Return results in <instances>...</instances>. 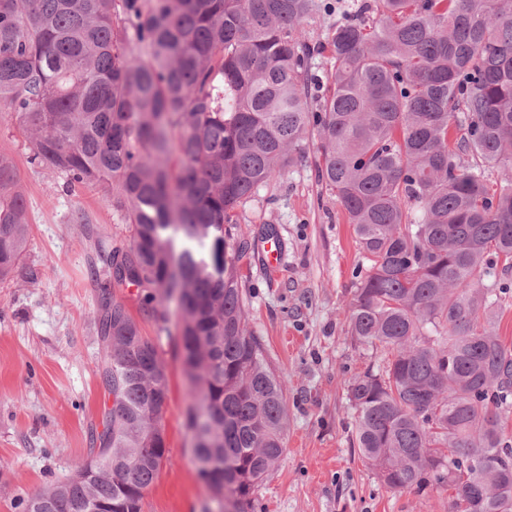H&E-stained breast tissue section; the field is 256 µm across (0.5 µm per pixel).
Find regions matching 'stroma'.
<instances>
[{
	"mask_svg": "<svg viewBox=\"0 0 512 512\" xmlns=\"http://www.w3.org/2000/svg\"><path fill=\"white\" fill-rule=\"evenodd\" d=\"M0 154L13 162L27 201L29 239L19 271L0 281V512L71 474L89 456L112 397L103 388L97 333L100 282L91 269L100 242L122 238L101 189L67 188L34 160L17 125H0ZM307 148L296 166L261 187L238 211L236 235L283 242L268 275L259 254L238 263L247 323L285 389L287 428L278 465L246 512H448V493L394 490L361 459L347 381L378 366L383 349L349 333L354 274L364 266L353 227L319 182ZM82 222H74V215ZM152 340L168 377V459L142 512H205L211 491L192 461L185 377L174 343L142 308L137 288L115 289Z\"/></svg>",
	"mask_w": 512,
	"mask_h": 512,
	"instance_id": "obj_1",
	"label": "stroma"
}]
</instances>
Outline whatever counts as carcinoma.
Segmentation results:
<instances>
[{"label": "carcinoma", "mask_w": 512, "mask_h": 512, "mask_svg": "<svg viewBox=\"0 0 512 512\" xmlns=\"http://www.w3.org/2000/svg\"><path fill=\"white\" fill-rule=\"evenodd\" d=\"M331 0H0V121L69 183L106 185L129 226L98 307L112 395L88 480L20 512H141L166 447L167 376L110 286L177 316L197 469L245 512L284 448V388L247 327L227 258L237 210L317 140L319 180L368 262L349 333L389 358L347 382L364 462L393 489L446 488L448 512H512V347L497 330L512 267V0H361L320 43ZM498 171L496 180L489 172ZM28 240L0 156V281Z\"/></svg>", "instance_id": "1"}]
</instances>
